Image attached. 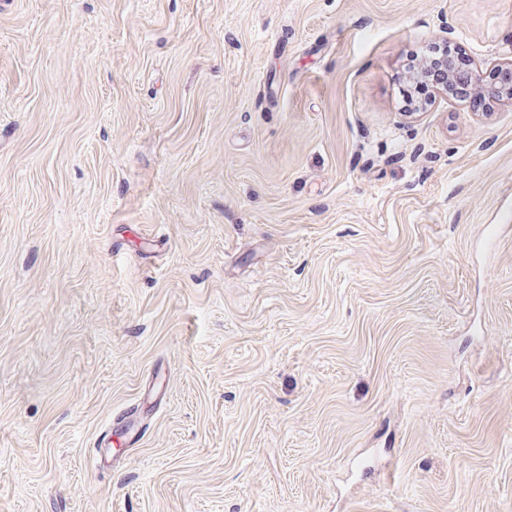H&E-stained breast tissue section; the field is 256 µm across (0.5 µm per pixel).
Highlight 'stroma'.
Masks as SVG:
<instances>
[{
	"label": "stroma",
	"instance_id": "1",
	"mask_svg": "<svg viewBox=\"0 0 512 512\" xmlns=\"http://www.w3.org/2000/svg\"><path fill=\"white\" fill-rule=\"evenodd\" d=\"M433 45L512 0H0V512H512V101L407 114Z\"/></svg>",
	"mask_w": 512,
	"mask_h": 512
}]
</instances>
